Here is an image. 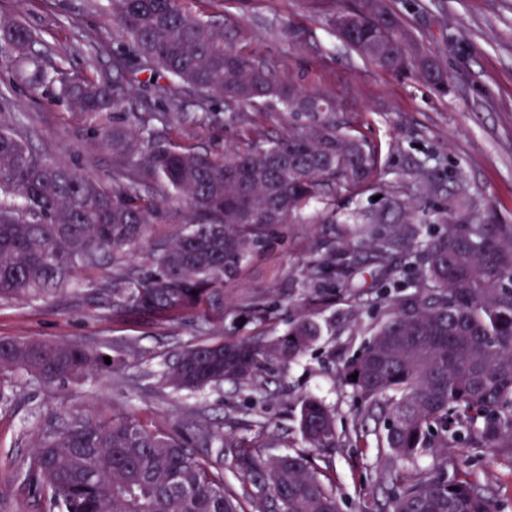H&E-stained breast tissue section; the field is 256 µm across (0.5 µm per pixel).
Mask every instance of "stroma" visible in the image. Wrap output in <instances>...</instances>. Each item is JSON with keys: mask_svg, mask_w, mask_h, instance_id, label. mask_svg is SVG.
Here are the masks:
<instances>
[{"mask_svg": "<svg viewBox=\"0 0 512 512\" xmlns=\"http://www.w3.org/2000/svg\"><path fill=\"white\" fill-rule=\"evenodd\" d=\"M357 0H189L190 10L223 23L232 16L252 32L246 52L265 60L281 79L335 98L352 134L375 145L378 167L369 189L337 199L335 210H319L294 224L270 231L271 245L257 253L224 285L223 319L228 336H269L283 331L299 309L315 314L323 334L303 358L276 364L256 387L233 383L195 394L168 387L163 372L184 347L206 340L211 323L193 315L175 320L129 316L111 309L91 310L66 291L42 299L18 297L0 302V338H42L88 348L137 347L134 357L100 377L44 385L18 376L0 382V512H49L45 496L26 479L41 429L63 427L69 416L132 415L150 426L178 430L205 420L246 444H270L273 453H304L298 400L322 397L335 409L336 430L349 433L364 415V404L341 380L346 358L363 347L377 317L374 270L364 251L344 277L322 281L318 300H308L306 276L319 260L354 244L348 213L379 214L385 223H403L389 201L421 206L424 233H437L449 196L466 193L488 200L496 223L512 224V0H390L403 24L435 53L448 70L441 94L411 75L383 71L362 59L331 30L330 17ZM107 0H0V15L25 19L45 33L46 47L73 75L109 69L111 50H128L106 15ZM300 30L297 38L289 29ZM110 52L90 56L89 40ZM8 105L0 117L25 130L30 145L53 157H73L81 172L102 175L112 155L87 133V120L61 102L31 96L14 70L0 72ZM155 134L178 148L214 154L240 146L244 129L228 123L223 105L211 119ZM429 179L430 193L420 182ZM271 307L263 322L249 304ZM477 480L512 499V460L490 458L470 448ZM327 470L338 497L369 507L383 502L386 489L376 481L386 460L377 438L363 446L314 455Z\"/></svg>", "mask_w": 512, "mask_h": 512, "instance_id": "obj_1", "label": "stroma"}]
</instances>
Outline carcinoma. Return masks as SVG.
Masks as SVG:
<instances>
[{"mask_svg":"<svg viewBox=\"0 0 512 512\" xmlns=\"http://www.w3.org/2000/svg\"><path fill=\"white\" fill-rule=\"evenodd\" d=\"M360 0L353 28L336 35L363 59L395 74H412L441 94L448 77L440 59L403 26L387 0L369 12ZM118 37L127 38L141 69L163 73L196 95L201 113L215 101L246 128L247 142L222 156L178 149L152 133V122L181 124L183 112L167 86L155 91L164 112H138L114 75L71 79L62 64L40 53L44 32L20 19H0V63L32 61L23 82L38 96L54 89L73 112L93 122L90 137L112 153V170L87 175L61 158L31 150L21 131L0 122V300L43 298L68 289L76 270L112 257V276L82 294L89 305L132 315H207L221 306L234 278L267 241L314 201L368 187L377 162L365 141L336 122L335 99L281 80L245 52L244 29H224L198 17L185 0H109ZM276 101L306 123L270 140L236 107ZM177 200L186 213L167 206ZM179 221L171 240L154 243L153 270L136 274L123 257L155 224ZM446 232L426 238L421 220L389 228L379 217L348 215L384 277L401 255L416 271L410 292L384 293L371 338L343 369L366 404L379 451L390 462L377 478L389 486L380 512H503L497 496L455 462L453 449L480 448L512 461V225L496 224L491 206L465 194L448 198ZM344 260L314 267L311 282L340 276ZM321 336L314 315L302 312L285 332L265 340L211 337L183 348L164 373L176 391L198 392L233 382L252 386L274 362L302 358ZM100 349L47 340L0 339V372L23 373L43 385L110 371L119 361ZM358 374L352 378V374ZM299 425L317 451L357 448L368 430L344 437L333 409L316 397L300 401ZM194 433H169L130 415L71 417L37 437L27 462L32 481L62 512H245L224 479V449H235L252 512H343V502L305 455H265L201 421ZM217 446L198 456L194 444ZM436 450L432 468L411 478L406 468Z\"/></svg>","mask_w":512,"mask_h":512,"instance_id":"carcinoma-1","label":"carcinoma"}]
</instances>
